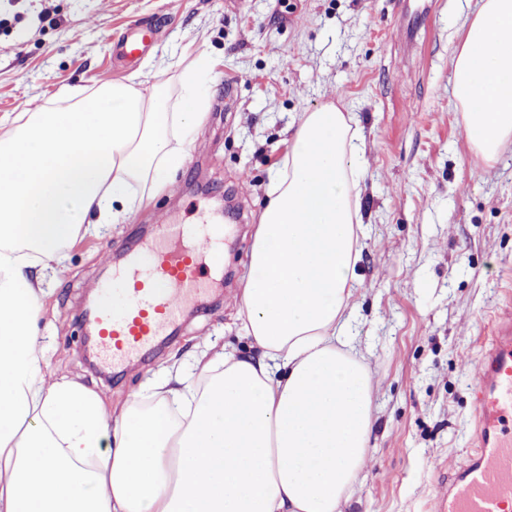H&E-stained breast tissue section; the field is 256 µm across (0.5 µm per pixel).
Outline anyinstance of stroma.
Returning a JSON list of instances; mask_svg holds the SVG:
<instances>
[{
  "label": "stroma",
  "instance_id": "obj_1",
  "mask_svg": "<svg viewBox=\"0 0 512 512\" xmlns=\"http://www.w3.org/2000/svg\"><path fill=\"white\" fill-rule=\"evenodd\" d=\"M478 0H0V114L55 103L65 84L137 77L178 96L179 71L205 72L207 113L171 173L172 189L126 223L67 248L44 300L46 372L119 407L168 363L208 345L249 353L237 310L270 177L288 130L324 104L347 112L361 138L363 224L350 339L374 383L368 464L344 512H434L439 480L469 452L475 364L490 320L512 290V143L476 157L453 96L455 50ZM166 16L153 51L113 64L128 25ZM246 222L224 246V277L208 301L138 366L89 365L81 309L113 258L176 224Z\"/></svg>",
  "mask_w": 512,
  "mask_h": 512
}]
</instances>
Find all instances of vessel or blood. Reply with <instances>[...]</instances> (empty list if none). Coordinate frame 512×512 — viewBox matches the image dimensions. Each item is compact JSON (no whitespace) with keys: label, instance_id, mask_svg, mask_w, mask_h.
I'll return each instance as SVG.
<instances>
[{"label":"vessel or blood","instance_id":"obj_1","mask_svg":"<svg viewBox=\"0 0 512 512\" xmlns=\"http://www.w3.org/2000/svg\"><path fill=\"white\" fill-rule=\"evenodd\" d=\"M155 24L129 27L118 55L133 61L160 38ZM159 233L113 271L89 285L96 303L85 328L91 350L106 365L124 366L159 343L182 314L199 303L223 263L225 228L186 226L158 215ZM477 427L468 461L448 482L436 512H512V301L495 315L493 336L476 368Z\"/></svg>","mask_w":512,"mask_h":512}]
</instances>
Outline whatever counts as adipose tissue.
I'll use <instances>...</instances> for the list:
<instances>
[{"label":"adipose tissue","instance_id":"obj_1","mask_svg":"<svg viewBox=\"0 0 512 512\" xmlns=\"http://www.w3.org/2000/svg\"><path fill=\"white\" fill-rule=\"evenodd\" d=\"M453 95L483 159L512 139V0H480ZM113 81L0 116V512H341L367 464L373 382L347 341L361 224L360 139L329 104L303 113L267 189L240 292L259 353L201 352L108 406L46 376L45 286L78 236L164 193L207 107Z\"/></svg>","mask_w":512,"mask_h":512}]
</instances>
